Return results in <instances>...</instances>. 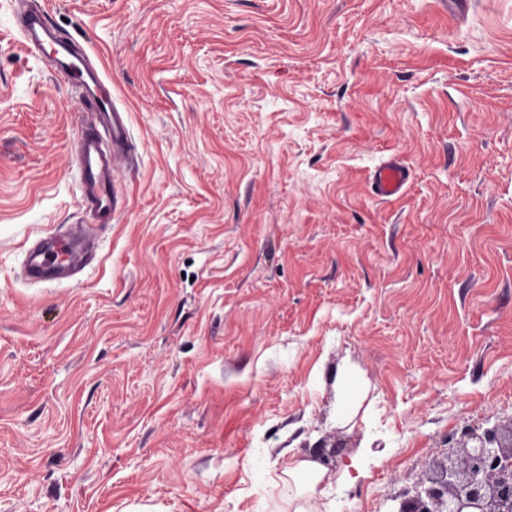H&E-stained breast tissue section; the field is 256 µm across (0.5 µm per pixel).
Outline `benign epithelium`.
<instances>
[{
    "mask_svg": "<svg viewBox=\"0 0 512 512\" xmlns=\"http://www.w3.org/2000/svg\"><path fill=\"white\" fill-rule=\"evenodd\" d=\"M397 512H512V426H468Z\"/></svg>",
    "mask_w": 512,
    "mask_h": 512,
    "instance_id": "obj_1",
    "label": "benign epithelium"
}]
</instances>
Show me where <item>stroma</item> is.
I'll return each mask as SVG.
<instances>
[{
  "mask_svg": "<svg viewBox=\"0 0 512 512\" xmlns=\"http://www.w3.org/2000/svg\"><path fill=\"white\" fill-rule=\"evenodd\" d=\"M130 114L99 259L84 109L0 0V512H277L273 462L372 445L335 512H395L512 426V0H30ZM399 156V198L369 192Z\"/></svg>",
  "mask_w": 512,
  "mask_h": 512,
  "instance_id": "stroma-1",
  "label": "stroma"
}]
</instances>
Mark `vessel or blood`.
Instances as JSON below:
<instances>
[{"label": "vessel or blood", "mask_w": 512, "mask_h": 512, "mask_svg": "<svg viewBox=\"0 0 512 512\" xmlns=\"http://www.w3.org/2000/svg\"><path fill=\"white\" fill-rule=\"evenodd\" d=\"M16 27L28 50L48 61L67 84L75 86L86 106V118L73 155L79 173V207L85 223L65 232L39 234L24 243L22 275L30 282L61 285L97 259L93 227L112 223L126 201L115 187V173L134 150L130 117L117 106L104 74L90 64L86 49L56 27L47 11L20 9ZM408 167L396 157L381 162L370 177L373 195L390 200L404 194Z\"/></svg>", "instance_id": "b4317fda"}]
</instances>
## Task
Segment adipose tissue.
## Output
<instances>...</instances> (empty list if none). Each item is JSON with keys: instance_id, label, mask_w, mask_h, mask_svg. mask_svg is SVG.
Segmentation results:
<instances>
[{"instance_id": "adipose-tissue-1", "label": "adipose tissue", "mask_w": 512, "mask_h": 512, "mask_svg": "<svg viewBox=\"0 0 512 512\" xmlns=\"http://www.w3.org/2000/svg\"><path fill=\"white\" fill-rule=\"evenodd\" d=\"M374 454L370 446L359 448L350 462L331 470L317 456L305 459L288 458L276 476L283 488L279 512H333L330 490L337 484L355 485L356 474L363 469L364 460Z\"/></svg>"}]
</instances>
